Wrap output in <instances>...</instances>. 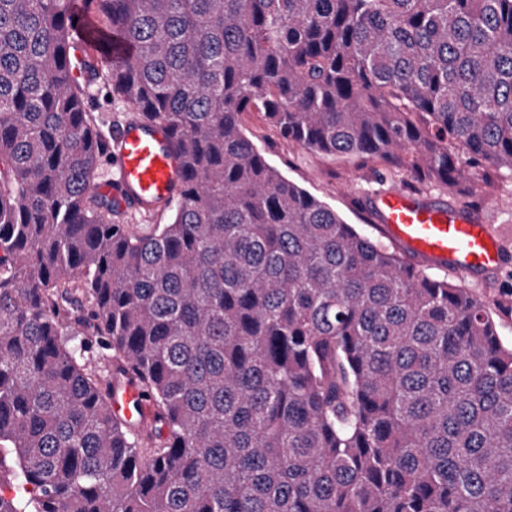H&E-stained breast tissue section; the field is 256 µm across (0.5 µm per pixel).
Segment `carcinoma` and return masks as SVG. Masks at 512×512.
Here are the masks:
<instances>
[{"instance_id":"obj_1","label":"carcinoma","mask_w":512,"mask_h":512,"mask_svg":"<svg viewBox=\"0 0 512 512\" xmlns=\"http://www.w3.org/2000/svg\"><path fill=\"white\" fill-rule=\"evenodd\" d=\"M74 2L0 0V512H512L487 304L240 122L419 183L512 176V0H81L78 63ZM77 67L171 134V223H112ZM103 371L148 391L149 426L112 415Z\"/></svg>"}]
</instances>
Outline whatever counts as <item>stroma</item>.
Listing matches in <instances>:
<instances>
[{
  "instance_id": "obj_1",
  "label": "stroma",
  "mask_w": 512,
  "mask_h": 512,
  "mask_svg": "<svg viewBox=\"0 0 512 512\" xmlns=\"http://www.w3.org/2000/svg\"><path fill=\"white\" fill-rule=\"evenodd\" d=\"M90 110L103 132L119 130L127 108L111 89L97 82L87 85ZM241 125L268 163L314 197L327 203L349 224L372 240L380 234L375 222L366 220L370 198L386 189H407L418 197L473 213L489 224L504 246L503 266L494 274L463 278L451 270L426 265V272L470 289L489 305L506 342H512V315L502 309L512 298V179L490 175L473 181L467 193L442 185L419 186L408 166H382L372 162L324 155L281 137L278 130L257 112H247Z\"/></svg>"
}]
</instances>
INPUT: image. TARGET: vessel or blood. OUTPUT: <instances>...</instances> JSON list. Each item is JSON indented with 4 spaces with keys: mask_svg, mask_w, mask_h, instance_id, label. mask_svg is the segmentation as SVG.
Masks as SVG:
<instances>
[{
    "mask_svg": "<svg viewBox=\"0 0 512 512\" xmlns=\"http://www.w3.org/2000/svg\"><path fill=\"white\" fill-rule=\"evenodd\" d=\"M111 155L116 208L150 211L180 191L182 171L172 156L167 131L156 123L130 120ZM371 210L387 237L413 260L448 267L464 277L494 272L503 263L499 242L489 226L475 217L404 191L377 194ZM107 392L113 414L135 426L150 420L152 402L136 383L117 380L108 383Z\"/></svg>",
    "mask_w": 512,
    "mask_h": 512,
    "instance_id": "obj_1",
    "label": "vessel or blood"
}]
</instances>
